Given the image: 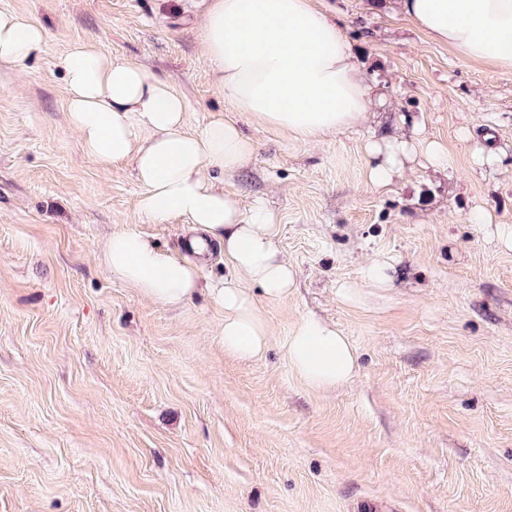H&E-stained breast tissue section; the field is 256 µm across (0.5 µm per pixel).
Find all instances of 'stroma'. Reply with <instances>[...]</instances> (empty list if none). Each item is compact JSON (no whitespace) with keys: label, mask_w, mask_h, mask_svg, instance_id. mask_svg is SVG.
Returning <instances> with one entry per match:
<instances>
[{"label":"stroma","mask_w":512,"mask_h":512,"mask_svg":"<svg viewBox=\"0 0 512 512\" xmlns=\"http://www.w3.org/2000/svg\"><path fill=\"white\" fill-rule=\"evenodd\" d=\"M315 3L382 102L316 143L239 116L256 150L213 180L271 213L299 272L287 297L255 291L269 338L243 362L208 294L167 307L103 263L112 231L179 254L190 226L141 210L130 164L85 156L55 66L78 41L138 61L201 132L227 114L205 0H0L45 34L0 68V512H512V73L434 43L399 0ZM391 136L442 144L447 166L418 152L371 184L365 144ZM376 260L390 287L345 302ZM307 317L354 347L334 389L288 358Z\"/></svg>","instance_id":"35a3bbf8"}]
</instances>
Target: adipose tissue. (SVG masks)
I'll return each mask as SVG.
<instances>
[{"label": "adipose tissue", "mask_w": 512, "mask_h": 512, "mask_svg": "<svg viewBox=\"0 0 512 512\" xmlns=\"http://www.w3.org/2000/svg\"><path fill=\"white\" fill-rule=\"evenodd\" d=\"M402 15L460 56L512 73V0H399ZM43 33L27 19L0 13V67H15L38 50ZM200 45L231 111L288 136L318 142L361 122L374 105L354 62L343 27L313 0H209ZM65 75L67 111L85 155L108 169L130 162L145 193L140 206L155 222L188 221L200 244L220 247L232 272L208 291L224 311V350L243 360L258 356L268 324L249 284L267 297L288 296L297 272L277 248V231L262 206L243 212L207 170L232 172L256 145L234 120L186 132L187 104L170 84L141 65L108 56L97 45L70 46L56 61ZM429 164L448 160L434 141L391 138L365 146L369 182L385 185L414 150ZM106 266L143 296L182 305L202 288L196 263L131 230L112 233ZM294 370L311 387L348 380L355 352L335 324L306 318L288 343Z\"/></svg>", "instance_id": "ef3b65f1"}]
</instances>
